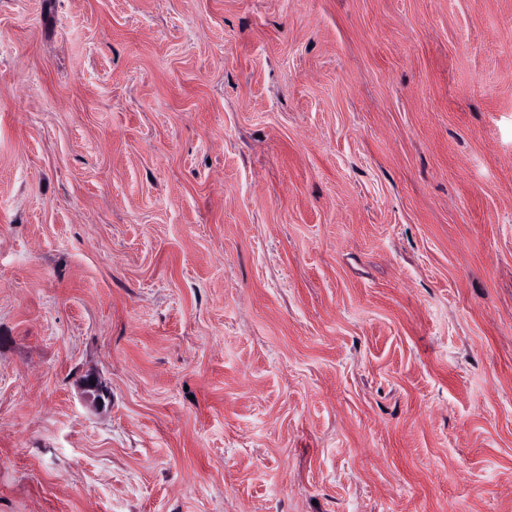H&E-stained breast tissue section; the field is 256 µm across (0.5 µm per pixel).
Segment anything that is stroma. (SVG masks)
Masks as SVG:
<instances>
[{
  "instance_id": "35a3bbf8",
  "label": "stroma",
  "mask_w": 512,
  "mask_h": 512,
  "mask_svg": "<svg viewBox=\"0 0 512 512\" xmlns=\"http://www.w3.org/2000/svg\"><path fill=\"white\" fill-rule=\"evenodd\" d=\"M0 512H512V0H0Z\"/></svg>"
}]
</instances>
